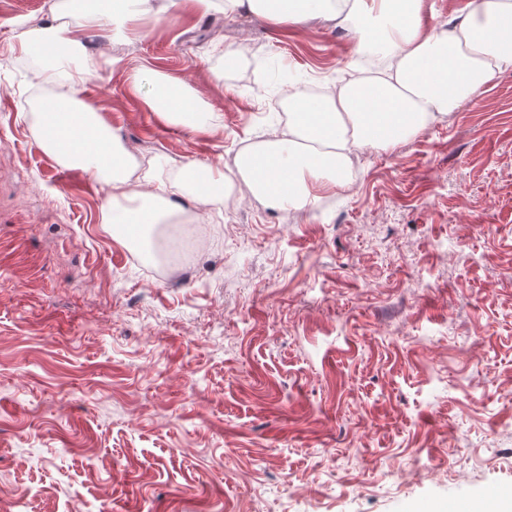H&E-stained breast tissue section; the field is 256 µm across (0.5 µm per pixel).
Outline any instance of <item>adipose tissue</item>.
Segmentation results:
<instances>
[{"label":"adipose tissue","mask_w":512,"mask_h":512,"mask_svg":"<svg viewBox=\"0 0 512 512\" xmlns=\"http://www.w3.org/2000/svg\"><path fill=\"white\" fill-rule=\"evenodd\" d=\"M86 28L169 17L179 0H80ZM203 10L254 15L292 28L330 22L353 28L360 49L383 68L318 95H288V136L248 146L238 169L255 197L279 208L307 209L324 194L351 183V156L366 146L389 148L418 136L452 115L481 90L512 73V0H464L448 23L428 26L427 0H195ZM62 4L49 23L20 37L21 49L38 60L37 78L56 94L38 105L36 133L45 153L107 185L103 223L120 244L144 248L156 224L179 215L181 199L223 207V173L190 161L166 183L145 173L132 184V161L85 91L96 69L80 28L62 22ZM148 98L153 111L196 130L200 102L181 81L158 77Z\"/></svg>","instance_id":"adipose-tissue-1"}]
</instances>
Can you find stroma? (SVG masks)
<instances>
[{"label":"stroma","instance_id":"1","mask_svg":"<svg viewBox=\"0 0 512 512\" xmlns=\"http://www.w3.org/2000/svg\"><path fill=\"white\" fill-rule=\"evenodd\" d=\"M48 0H0V512H421L512 486V74L416 138L363 148L314 209L248 197L192 268L182 225L146 259L106 190L44 153L19 34ZM83 33L89 98L158 180L283 131L275 59L345 82L344 29L181 7ZM141 72L140 91L130 87ZM212 112H152L153 72ZM256 70L257 75L263 80H270L271 83L287 82L290 79L288 71L282 69L276 61L254 62L250 67V72Z\"/></svg>","mask_w":512,"mask_h":512}]
</instances>
